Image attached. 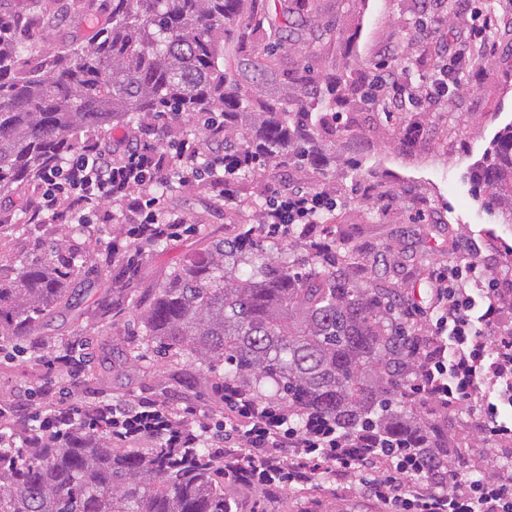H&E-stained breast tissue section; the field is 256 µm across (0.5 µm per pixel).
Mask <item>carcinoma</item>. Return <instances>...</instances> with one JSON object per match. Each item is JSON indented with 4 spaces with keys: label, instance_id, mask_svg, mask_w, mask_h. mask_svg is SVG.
<instances>
[{
    "label": "carcinoma",
    "instance_id": "cac0c4a2",
    "mask_svg": "<svg viewBox=\"0 0 512 512\" xmlns=\"http://www.w3.org/2000/svg\"><path fill=\"white\" fill-rule=\"evenodd\" d=\"M257 0H96L82 9L92 41L41 51L15 37L0 12V193L36 180L78 151L79 132L118 117L181 111L224 113V152L257 151L261 164L319 162L312 128L296 108L245 96L224 66V21ZM254 118L256 135L238 137ZM485 205L512 214V126L475 176ZM62 241L37 263L0 275V335L30 336L66 295L77 256ZM407 304L384 269L358 283L355 263L307 251L295 264L266 257L240 237L188 254L134 317L159 354L181 352L208 369L224 366L293 421L314 413L341 433H375L384 445L447 434L439 419L406 411L411 364L406 332L391 313ZM231 482L206 448L154 443L114 448L77 433L50 448L0 449V512H233Z\"/></svg>",
    "mask_w": 512,
    "mask_h": 512
}]
</instances>
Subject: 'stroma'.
<instances>
[{
	"label": "stroma",
	"mask_w": 512,
	"mask_h": 512,
	"mask_svg": "<svg viewBox=\"0 0 512 512\" xmlns=\"http://www.w3.org/2000/svg\"><path fill=\"white\" fill-rule=\"evenodd\" d=\"M417 0H264L261 11L244 13L227 26L224 61L241 89L253 98L302 103L317 109L315 90H326L342 73H372L374 63L388 53L408 56L415 69L428 71L430 60L411 49L404 18L416 10ZM0 10L50 14L49 25L23 29L22 37L42 48L62 41L90 38L91 28L75 14L60 10L56 0H0ZM293 24L287 42L276 50V63L260 68L272 29ZM482 78L469 90L453 95L447 108L433 112L409 109L408 122L393 131L369 105H343L342 122L348 132L337 137L332 121L318 128L316 137L325 157L318 168H289L290 186L306 191L322 186L336 191L341 222L349 229L317 228L318 237L332 240L337 254L353 248L363 268H371L374 254L393 246L399 263L394 282L407 287L421 279L424 265L447 269L449 247H470L487 279L496 282L512 301V222L501 211L487 210L476 198L470 170L480 166L500 131L512 125V32L502 31L482 64ZM40 185L23 193L0 194V223L10 232L0 235V259L35 263L44 248L64 240L69 253H82L92 242L87 234L42 224L24 234L13 231L22 205L39 201ZM165 207L183 214L194 230L144 256L128 273L104 253L78 268L73 287L84 300L77 310L60 304L59 314L36 336L9 340L0 348V397H7L19 414L32 412L43 391L77 404L148 398L180 408L224 417V373L175 354L147 351L134 363L124 354L144 345L133 317L136 303L151 298L173 267L197 247L200 232L219 239L247 232L257 216L234 220L223 211L216 190L203 183L175 186L164 196ZM429 214L418 223V208ZM76 340L86 345L83 373L78 380L50 375L48 357ZM239 503L238 512H380L365 495L348 490L325 473L304 492L285 487L262 491L246 484L226 485Z\"/></svg>",
	"instance_id": "obj_1"
}]
</instances>
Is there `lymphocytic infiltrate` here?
I'll list each match as a JSON object with an SVG mask.
<instances>
[{
	"label": "lymphocytic infiltrate",
	"instance_id": "obj_1",
	"mask_svg": "<svg viewBox=\"0 0 512 512\" xmlns=\"http://www.w3.org/2000/svg\"><path fill=\"white\" fill-rule=\"evenodd\" d=\"M482 34V27L472 26L459 40H436L433 73L415 82L408 65H387L377 77L371 102L382 103L387 112L403 111L413 101L444 106L456 67H464L469 79L477 78L473 46ZM180 120V113L163 112L143 122L144 130L173 132L168 146L125 134L113 143L89 141L78 154L46 166L40 176L44 191L28 223L57 221L88 229L101 208L112 204L113 221L127 230L103 248L114 262L132 271L156 245L189 230L181 214L161 205L155 190L162 183L202 180L217 190L225 206L237 204L234 186L240 172L252 165L253 151L226 154L220 139L202 144ZM331 204L326 187L272 196L260 212L258 231L276 239L298 226L300 238L318 255L331 257L332 246L316 237L313 224L314 215ZM460 270L455 266L432 276L435 319L428 335L408 340L414 376L408 395L445 411L479 402L473 429L486 445L508 447L512 417L502 415L501 408L512 407V306L505 305L491 283L477 297L457 288ZM0 419L7 425L0 430V442L9 440L18 448L53 442L73 429L91 434L103 429L124 443L230 448L238 459L235 474L263 489L308 486L319 461L384 512H512V466L474 468L475 451L468 443L453 438L445 444L405 442L387 450L369 433L339 436L332 422L312 414L302 425H294L286 407L232 381L224 384L220 428L193 420L177 405L145 398L83 406L59 399L25 417L1 405Z\"/></svg>",
	"mask_w": 512,
	"mask_h": 512
}]
</instances>
